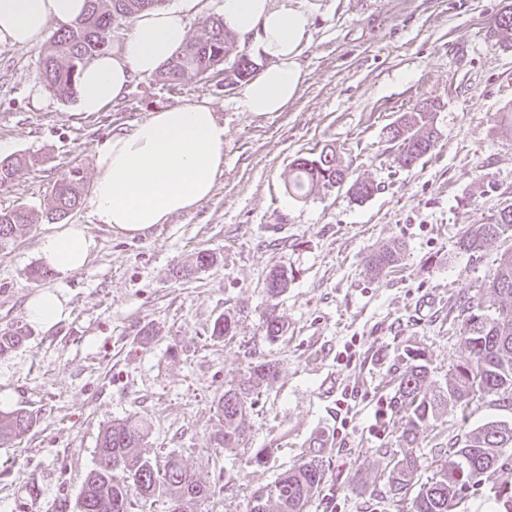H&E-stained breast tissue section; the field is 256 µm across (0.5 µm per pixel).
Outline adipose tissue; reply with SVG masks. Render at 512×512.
<instances>
[{
  "label": "adipose tissue",
  "instance_id": "1",
  "mask_svg": "<svg viewBox=\"0 0 512 512\" xmlns=\"http://www.w3.org/2000/svg\"><path fill=\"white\" fill-rule=\"evenodd\" d=\"M197 2L180 0L140 14L123 42L83 68L79 109L101 111L124 95L134 75L152 74L167 63L189 37L187 16ZM85 5L86 0H0V43L39 46L51 23L75 20ZM224 23L241 40L255 41L269 60L244 87L239 108L256 116L282 111L304 79L300 58L308 45L309 12L294 0H224ZM94 165V216L114 234L139 237L212 195L224 171V126L205 103L161 110L113 134L97 149ZM95 246L85 225L69 224L43 237L40 257L65 277L84 268ZM25 315L50 328L68 310L63 298L45 289L31 296Z\"/></svg>",
  "mask_w": 512,
  "mask_h": 512
}]
</instances>
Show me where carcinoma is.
<instances>
[{"mask_svg": "<svg viewBox=\"0 0 512 512\" xmlns=\"http://www.w3.org/2000/svg\"><path fill=\"white\" fill-rule=\"evenodd\" d=\"M146 0H89L87 12L71 23L58 27L51 37L39 72L44 87L61 100L72 97L81 69L95 56L105 52L112 39V30L146 11ZM235 35L224 25V18H210L201 33L182 45L159 70L158 78L165 84L178 85L188 75H196L199 65L224 66V53L234 45ZM237 68L227 75L231 84L248 81L254 71L248 68L251 57L240 50L235 54ZM387 142L395 148V160L402 168L413 166L435 147L433 113L428 105L403 113L390 124ZM36 164L35 158L6 157L0 159V188L12 184L20 171ZM344 187L355 201H364L374 192L373 184L349 175L336 152L323 148L315 157L299 156L288 171V191L306 198L320 188ZM85 190L81 167L75 165L58 182L50 206L36 211L25 204L0 210V247L15 240L31 224L43 220L60 221L79 205ZM512 232V207L504 208L484 224H472L459 241V248L478 252L487 242ZM403 243L392 245L374 254L367 264V273L378 279L400 261ZM213 253L202 250L182 270L187 277L211 266ZM293 271L286 266L272 268L264 283L268 305L263 327L269 339L284 332L278 315L277 299L293 280ZM487 290L495 307L482 309L476 296H461L455 308L465 323L463 340L469 352L466 361L456 365L445 382L432 379L425 352L406 350V361L398 384L388 402L391 414L404 421L399 435L401 451L382 449L388 457L385 467L386 493L395 497L417 487L413 512H450L455 501L469 486L484 475L502 478L499 498L507 512H512V470L503 461L505 448L512 446V426L488 421L467 432L464 439L436 448V470L426 482L416 484L421 467L416 448L432 421L452 405L466 418L478 395L496 393L512 395V254L503 256ZM237 319L227 313L216 320L213 335L232 337ZM21 328L0 332V357L13 351L22 341ZM279 373V362L260 360L248 364L243 377L224 388L216 402L223 429L214 439L215 447L237 449L245 446L246 419L252 400ZM33 415L17 409L0 413V445L10 443L33 426ZM149 435L148 424L131 416L114 422L100 432L96 453L98 463L86 477L78 496V512H133V506L156 496L181 505L179 512H196L200 501L214 495L202 486L176 459L164 466L144 456L142 444ZM329 438H313L301 461L280 473L276 479L251 496L250 512H306L313 497L328 485L324 458Z\"/></svg>", "mask_w": 512, "mask_h": 512, "instance_id": "1", "label": "carcinoma"}]
</instances>
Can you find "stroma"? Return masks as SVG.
Returning a JSON list of instances; mask_svg holds the SVG:
<instances>
[{"mask_svg": "<svg viewBox=\"0 0 512 512\" xmlns=\"http://www.w3.org/2000/svg\"><path fill=\"white\" fill-rule=\"evenodd\" d=\"M506 2L302 0L312 16L305 80L267 116L240 111L242 85L190 75L172 87L153 74L135 77L102 111L81 112L40 83L45 46L0 43V145L40 159L0 191V209L44 210L76 164L93 179L96 149L152 112L205 102L225 130L212 196L146 235L113 234L81 203L68 221L86 225L97 248L70 276L26 277L54 225H30L0 248V331H26L0 357V412L23 408L35 418L0 446V512H77L100 431L130 416L150 426L147 457L173 456L207 487L221 471L235 478L234 495L215 494L198 512H249L252 492L295 465L321 431L331 442L333 491L314 497L308 512H410V500L382 497L379 479L382 449L398 445L385 401L400 359L423 349L438 380L466 360L454 298L477 293L512 252L510 235L476 253L458 246L469 225L512 205V135L496 121L512 112V34L495 27ZM426 103L436 146L401 168L386 130ZM326 146L374 184L371 197L353 201L342 187L305 199L288 193L291 162ZM395 241L405 245L399 265L370 279L369 256ZM202 250L215 263L178 277ZM276 265L295 278L279 299L284 333L271 342L264 282ZM44 289L69 310L48 329L25 318L27 301ZM227 313L237 332L224 340L212 331ZM262 359L279 361L280 372L249 411L245 448L274 454L246 468L244 448L214 450L215 402ZM490 420L512 425V400L484 395L464 422L445 411L421 443L420 478L431 474L437 443Z\"/></svg>", "mask_w": 512, "mask_h": 512, "instance_id": "stroma-1", "label": "stroma"}]
</instances>
